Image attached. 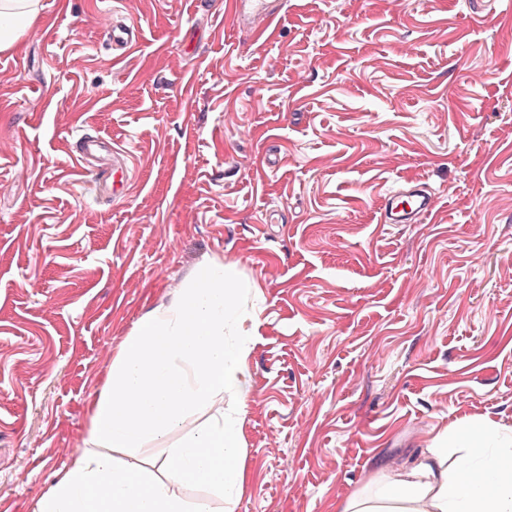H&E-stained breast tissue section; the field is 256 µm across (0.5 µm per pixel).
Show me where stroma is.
I'll return each instance as SVG.
<instances>
[{"mask_svg":"<svg viewBox=\"0 0 512 512\" xmlns=\"http://www.w3.org/2000/svg\"><path fill=\"white\" fill-rule=\"evenodd\" d=\"M410 182L434 209L379 223ZM213 263L258 288L234 512H340L457 424L512 428V10L285 0L260 45L226 0H40L0 51V512H34L120 344ZM112 46L116 49H132L138 45L139 30L127 23L113 24L111 30ZM105 143L93 137L88 133H82L78 135L75 142V158L76 161L85 167L86 163L90 158H97L99 166V172H106L112 168V181L115 184H122V176L124 172L123 164L117 159V156L123 157V154L117 151H113L112 159L107 157H101L99 154L103 150Z\"/></svg>","mask_w":512,"mask_h":512,"instance_id":"1","label":"stroma"}]
</instances>
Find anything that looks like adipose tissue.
I'll use <instances>...</instances> for the list:
<instances>
[{"label": "adipose tissue", "instance_id": "1", "mask_svg": "<svg viewBox=\"0 0 512 512\" xmlns=\"http://www.w3.org/2000/svg\"><path fill=\"white\" fill-rule=\"evenodd\" d=\"M39 0H0V50L31 25ZM252 282L231 268L206 266L166 308L142 318L112 360L106 387L93 401L84 452L35 512H208L178 496L181 484H202L234 500L242 480L237 417L224 395L248 393L250 336H225L241 323L239 300ZM207 421L186 429L198 413ZM165 479L126 469L114 448L151 450L173 431ZM456 467L438 447L395 475L357 491L342 512H512V432L486 423L461 425L452 438Z\"/></svg>", "mask_w": 512, "mask_h": 512}]
</instances>
